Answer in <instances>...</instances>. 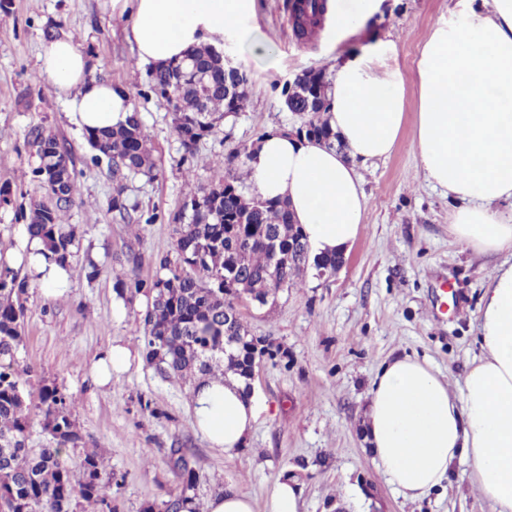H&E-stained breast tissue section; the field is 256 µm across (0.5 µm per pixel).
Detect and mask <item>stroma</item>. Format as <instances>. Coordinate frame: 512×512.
I'll return each instance as SVG.
<instances>
[{
  "mask_svg": "<svg viewBox=\"0 0 512 512\" xmlns=\"http://www.w3.org/2000/svg\"><path fill=\"white\" fill-rule=\"evenodd\" d=\"M0 9V265L29 283L23 342L17 364L32 368V389L57 385L74 407L84 441L68 448L72 466L95 449L106 471L123 479L107 491L112 512H164L178 493L173 448H189L197 473V498L232 489L267 512L275 480L292 474L302 488L301 512H492L455 464L442 488L418 501L400 496L376 467L366 434L370 384L386 360L412 355L427 360L458 391L478 355L481 296L496 266L512 252L483 255L449 231L453 204L428 184L413 146L408 119L392 154L362 167L368 206L359 237L346 248L333 275L307 271L271 306L239 304L250 333L288 353L287 362L256 369L257 424L238 456L211 448L190 414V385L159 372L144 354L147 296L123 299L118 279L153 278L161 257H175L173 217L185 198L207 186L224 162L251 147L266 130L295 129L301 118L282 104V85L308 70L327 71L346 55L377 41L396 45L395 65L407 81L405 112L416 107L411 83L420 49L432 27L458 10V0H384L361 35L339 39L326 19L318 39L296 38L289 0H255L238 35L224 52L250 77L246 108L200 141L190 166L166 103L146 96L150 65L139 62L128 38L133 7L111 0H8ZM71 39L93 76L123 88L149 135L157 175L117 183L108 165L89 166L85 132L71 98L55 94L39 58L47 33ZM270 55L250 56L251 38ZM42 126L64 141L77 170L74 202L63 217L75 227L77 257L61 281L40 278L29 257L26 215L39 187L30 172L38 163L26 142ZM137 212L162 214L145 225L121 220L110 200L116 186ZM100 272L89 277L87 260ZM131 352L126 370L110 386L96 382L93 363L114 344Z\"/></svg>",
  "mask_w": 512,
  "mask_h": 512,
  "instance_id": "35a3bbf8",
  "label": "stroma"
}]
</instances>
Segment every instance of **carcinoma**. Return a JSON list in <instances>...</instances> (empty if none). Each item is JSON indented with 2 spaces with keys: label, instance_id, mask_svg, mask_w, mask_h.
<instances>
[{
  "label": "carcinoma",
  "instance_id": "1",
  "mask_svg": "<svg viewBox=\"0 0 512 512\" xmlns=\"http://www.w3.org/2000/svg\"><path fill=\"white\" fill-rule=\"evenodd\" d=\"M293 24L296 31L315 26L324 0H297ZM224 66L213 56V48L199 46L185 58L150 73L148 88L176 110L174 128L184 149L183 161L194 157V147L210 136L235 110L243 111L248 90L229 95L225 90ZM314 106L303 91L295 94L292 110L310 115L311 124L327 132L325 144L343 148L324 118L326 94ZM92 150L89 162L103 160L115 166L119 182L136 176L152 178L155 165L148 147V134L137 110L127 123L87 133ZM27 144L35 148L39 164L32 178L50 201L30 203L26 231L29 239L44 245L47 261L67 267L75 257V229L63 224V212L73 202L77 171L66 144L41 127L27 133ZM241 177L219 174L209 189L194 194L176 216L180 222L175 250L178 264L159 260L161 273L150 280L137 275L119 280L121 292L144 293L151 298L145 318L146 361H155L162 351L164 373L194 382L195 377L229 374L248 383L242 363L224 358V344L249 333L242 320L228 325L224 318L234 313L245 298L266 296L280 288L297 285L301 269L284 267L271 275V256L265 237L275 231L296 247H307L287 203L247 195ZM238 268L232 288L224 287V273ZM28 281L9 268L0 270V505L6 512H73L76 499L89 505L105 502L114 474H104L96 452H88L79 469L64 458L66 447L78 446L82 436L72 419L69 398L56 387L44 386L38 402L28 401V370L18 369L15 352L23 339ZM51 441L41 448L28 447L32 410ZM180 494L166 506L181 512L186 498L195 493L197 475L189 465L186 449L174 448Z\"/></svg>",
  "mask_w": 512,
  "mask_h": 512
}]
</instances>
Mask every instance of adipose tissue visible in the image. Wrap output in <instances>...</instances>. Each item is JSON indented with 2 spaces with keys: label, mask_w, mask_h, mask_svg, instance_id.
<instances>
[{
  "label": "adipose tissue",
  "mask_w": 512,
  "mask_h": 512,
  "mask_svg": "<svg viewBox=\"0 0 512 512\" xmlns=\"http://www.w3.org/2000/svg\"><path fill=\"white\" fill-rule=\"evenodd\" d=\"M254 0H135L129 39L140 62L181 60L193 48L221 46ZM382 0H338L336 33L358 34ZM381 42L333 68L327 115L343 149L268 129L251 150L254 193L287 201L318 256L342 252L361 233L366 196L359 168L389 156L405 121L404 78ZM40 69L57 93L73 94L88 130L126 122L127 93L91 76L68 38L55 40ZM414 148L427 181L455 208L451 231L480 252L512 250V0H462L456 18L437 23L417 65ZM474 358L453 395L427 362H386L371 383L367 434L385 481L409 500L441 485L455 463L493 512H512V265L496 269L480 303ZM190 411L211 447L231 457L257 420L252 395L235 378L205 380Z\"/></svg>",
  "instance_id": "ef3b65f1"
}]
</instances>
